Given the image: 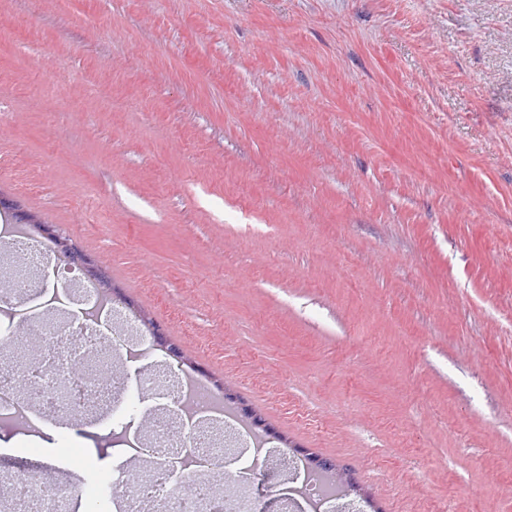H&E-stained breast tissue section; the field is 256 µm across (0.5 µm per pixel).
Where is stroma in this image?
Masks as SVG:
<instances>
[{"label":"stroma","instance_id":"1","mask_svg":"<svg viewBox=\"0 0 512 512\" xmlns=\"http://www.w3.org/2000/svg\"><path fill=\"white\" fill-rule=\"evenodd\" d=\"M0 200L377 512H512V0H0ZM95 432L0 428L111 470Z\"/></svg>","mask_w":512,"mask_h":512}]
</instances>
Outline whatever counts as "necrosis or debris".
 Listing matches in <instances>:
<instances>
[{
	"label": "necrosis or debris",
	"instance_id": "4bbe7bcc",
	"mask_svg": "<svg viewBox=\"0 0 512 512\" xmlns=\"http://www.w3.org/2000/svg\"><path fill=\"white\" fill-rule=\"evenodd\" d=\"M52 238H34L24 224L0 221V278L11 287L0 291V424L28 425L39 407L87 421L111 406L114 421L130 426L115 362H147L146 387L165 389L162 367L138 318L87 287L79 273L53 262ZM38 337L35 357L13 363L18 324ZM26 397H18L19 387ZM179 413L152 412L148 429H137L125 461L100 474L90 496L108 492L116 512H256L246 489L253 476L270 473L306 498L312 512H365L334 474L309 466L288 450L269 449L200 382L191 369L175 380ZM235 470L238 480L214 496V472ZM0 499L16 502L22 512H67L56 468L36 465L20 483L0 487Z\"/></svg>",
	"mask_w": 512,
	"mask_h": 512
}]
</instances>
